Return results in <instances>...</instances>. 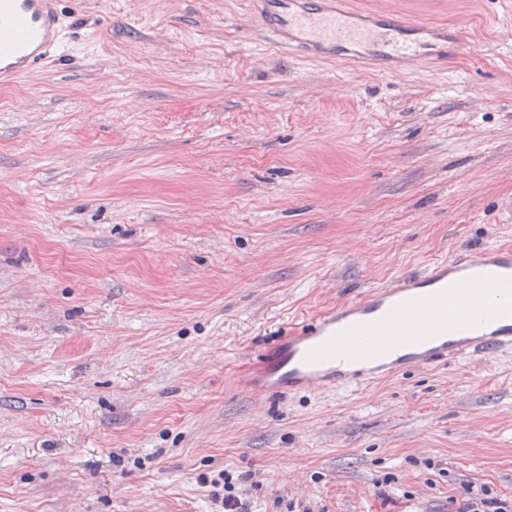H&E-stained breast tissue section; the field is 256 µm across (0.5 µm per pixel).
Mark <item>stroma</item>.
I'll return each mask as SVG.
<instances>
[{"label": "stroma", "instance_id": "1", "mask_svg": "<svg viewBox=\"0 0 512 512\" xmlns=\"http://www.w3.org/2000/svg\"><path fill=\"white\" fill-rule=\"evenodd\" d=\"M448 68L303 60L250 0H59L0 85V512H456L512 498V352L253 396L284 329L512 245V9ZM466 486V499L459 512H511L512 498L502 499L494 496L491 489L486 487L474 488Z\"/></svg>", "mask_w": 512, "mask_h": 512}]
</instances>
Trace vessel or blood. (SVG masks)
Instances as JSON below:
<instances>
[{"label":"vessel or blood","mask_w":512,"mask_h":512,"mask_svg":"<svg viewBox=\"0 0 512 512\" xmlns=\"http://www.w3.org/2000/svg\"><path fill=\"white\" fill-rule=\"evenodd\" d=\"M283 45L311 59H338L393 73L421 63L447 64L463 53L462 28L437 27L403 14L398 0L372 12L348 0H252ZM61 45L58 0H0V84L30 74ZM512 283V247L458 253L425 272L376 287L311 322L289 327L249 390L257 395L351 388L409 369H428L512 350V302L478 318L470 299L449 298L453 282ZM432 305L442 321L422 328Z\"/></svg>","instance_id":"obj_1"}]
</instances>
